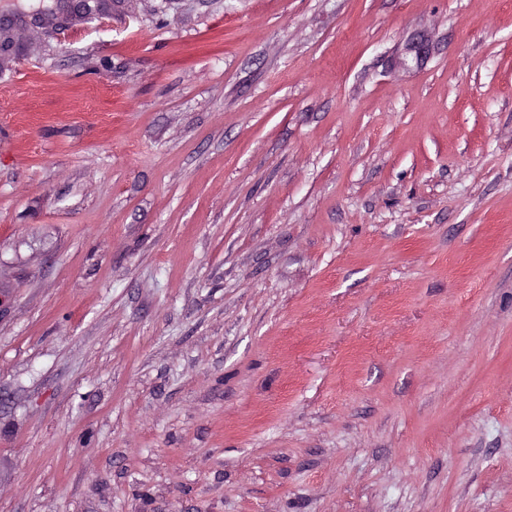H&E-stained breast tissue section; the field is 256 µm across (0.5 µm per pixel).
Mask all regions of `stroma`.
Masks as SVG:
<instances>
[{
  "label": "stroma",
  "mask_w": 512,
  "mask_h": 512,
  "mask_svg": "<svg viewBox=\"0 0 512 512\" xmlns=\"http://www.w3.org/2000/svg\"><path fill=\"white\" fill-rule=\"evenodd\" d=\"M16 33L0 512H512V0Z\"/></svg>",
  "instance_id": "obj_1"
}]
</instances>
